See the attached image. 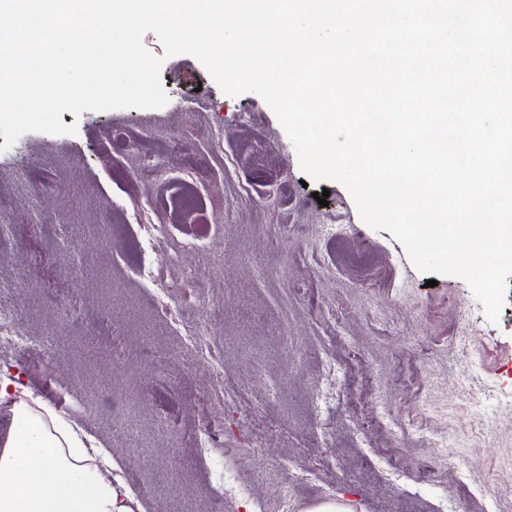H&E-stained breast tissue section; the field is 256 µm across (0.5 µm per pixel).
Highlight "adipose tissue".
Returning a JSON list of instances; mask_svg holds the SVG:
<instances>
[{
	"label": "adipose tissue",
	"mask_w": 512,
	"mask_h": 512,
	"mask_svg": "<svg viewBox=\"0 0 512 512\" xmlns=\"http://www.w3.org/2000/svg\"><path fill=\"white\" fill-rule=\"evenodd\" d=\"M4 400L11 423L0 438V512H135L126 485L104 475L108 450L6 375Z\"/></svg>",
	"instance_id": "ef3b65f1"
}]
</instances>
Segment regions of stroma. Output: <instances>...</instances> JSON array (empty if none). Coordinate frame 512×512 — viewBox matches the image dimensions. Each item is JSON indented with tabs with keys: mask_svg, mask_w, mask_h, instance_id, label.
<instances>
[{
	"mask_svg": "<svg viewBox=\"0 0 512 512\" xmlns=\"http://www.w3.org/2000/svg\"><path fill=\"white\" fill-rule=\"evenodd\" d=\"M141 45L165 107L66 111L75 134L0 152V312L29 338L0 343V373L111 453L139 512H512V276L494 322L464 280L428 286L342 183L307 179L259 95ZM189 183L197 211H172ZM368 242L355 273L341 248ZM352 374L363 404L329 400Z\"/></svg>",
	"mask_w": 512,
	"mask_h": 512,
	"instance_id": "stroma-1",
	"label": "stroma"
}]
</instances>
